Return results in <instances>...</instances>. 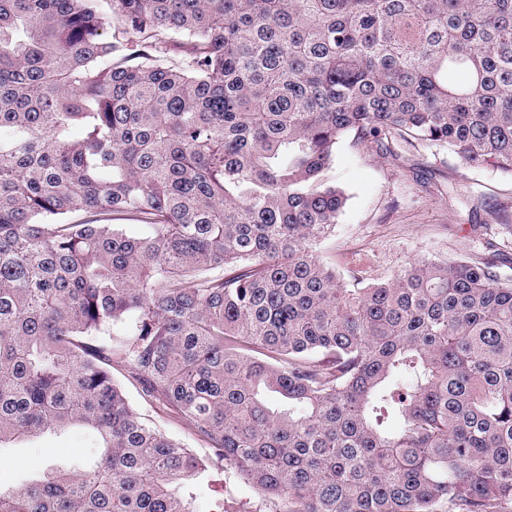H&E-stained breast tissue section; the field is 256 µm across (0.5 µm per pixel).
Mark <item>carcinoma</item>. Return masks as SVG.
I'll list each match as a JSON object with an SVG mask.
<instances>
[{"label":"carcinoma","instance_id":"carcinoma-1","mask_svg":"<svg viewBox=\"0 0 512 512\" xmlns=\"http://www.w3.org/2000/svg\"><path fill=\"white\" fill-rule=\"evenodd\" d=\"M347 134L512 177V0H0V449L97 439L0 512H196L116 366L269 512H512V283L318 260Z\"/></svg>","mask_w":512,"mask_h":512}]
</instances>
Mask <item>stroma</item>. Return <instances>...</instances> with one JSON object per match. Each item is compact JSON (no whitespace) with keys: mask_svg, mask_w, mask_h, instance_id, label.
Returning <instances> with one entry per match:
<instances>
[{"mask_svg":"<svg viewBox=\"0 0 512 512\" xmlns=\"http://www.w3.org/2000/svg\"><path fill=\"white\" fill-rule=\"evenodd\" d=\"M324 179L344 189L348 200L315 255L339 271L360 270L368 284L423 256L492 257V245L506 238L504 225L512 224V180L466 166L442 147H418L403 161L357 150L346 139ZM127 393L158 428L208 455L207 442L185 421L150 407L135 388ZM94 447L93 434L75 429L1 451L0 484L14 483L59 455H90ZM217 499L225 512H266L261 494L227 466L210 470L198 484L197 512H209Z\"/></svg>","mask_w":512,"mask_h":512,"instance_id":"obj_1","label":"stroma"}]
</instances>
